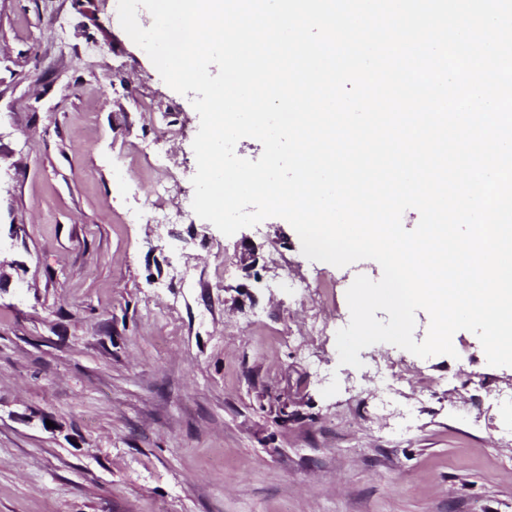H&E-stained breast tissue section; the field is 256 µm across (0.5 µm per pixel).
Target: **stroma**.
<instances>
[{
	"mask_svg": "<svg viewBox=\"0 0 512 512\" xmlns=\"http://www.w3.org/2000/svg\"><path fill=\"white\" fill-rule=\"evenodd\" d=\"M117 2L0 0V512H512V367L473 333L340 365L378 263L279 217L225 236L189 194L148 220L200 119ZM155 166L162 170L164 177L155 182L153 186V194L157 197L175 196L180 190L177 174L169 168L167 157L155 156Z\"/></svg>",
	"mask_w": 512,
	"mask_h": 512,
	"instance_id": "1",
	"label": "stroma"
}]
</instances>
